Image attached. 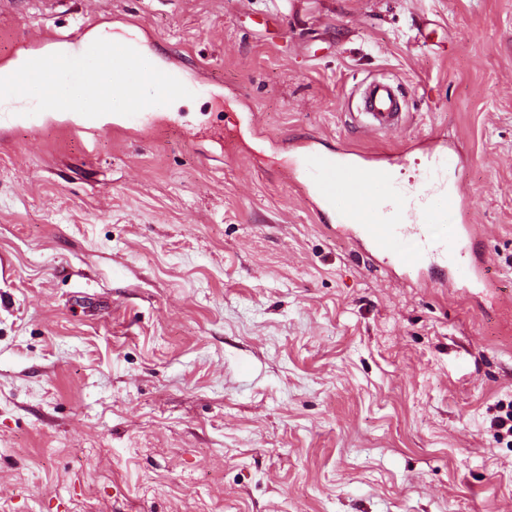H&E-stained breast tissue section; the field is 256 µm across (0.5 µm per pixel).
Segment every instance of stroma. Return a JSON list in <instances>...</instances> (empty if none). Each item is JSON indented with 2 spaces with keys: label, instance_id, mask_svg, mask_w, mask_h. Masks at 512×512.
Instances as JSON below:
<instances>
[{
  "label": "stroma",
  "instance_id": "obj_1",
  "mask_svg": "<svg viewBox=\"0 0 512 512\" xmlns=\"http://www.w3.org/2000/svg\"><path fill=\"white\" fill-rule=\"evenodd\" d=\"M129 34L193 97L0 122V512H512V0H0ZM385 75L411 119L366 135ZM462 153L489 288L415 287L329 233L292 140Z\"/></svg>",
  "mask_w": 512,
  "mask_h": 512
}]
</instances>
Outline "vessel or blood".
Listing matches in <instances>:
<instances>
[{
    "label": "vessel or blood",
    "instance_id": "obj_1",
    "mask_svg": "<svg viewBox=\"0 0 512 512\" xmlns=\"http://www.w3.org/2000/svg\"><path fill=\"white\" fill-rule=\"evenodd\" d=\"M62 42L78 54L91 44L84 34L49 31L33 47L41 50ZM350 118L365 133H386L407 122L397 86L384 78L364 83L359 109ZM424 154L426 183L407 193L397 187V160L348 148L328 156L311 140L292 146L287 172L292 178L304 175L312 207L334 214L335 232L353 239L387 272L417 287H490L471 204L455 193L448 176L461 158L435 145L426 146ZM409 239L414 240V249H407Z\"/></svg>",
    "mask_w": 512,
    "mask_h": 512
}]
</instances>
